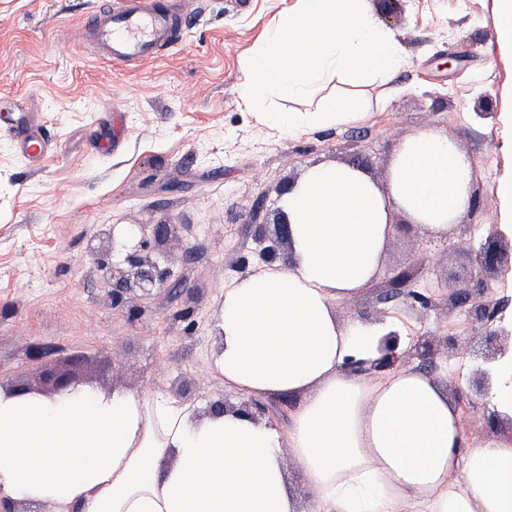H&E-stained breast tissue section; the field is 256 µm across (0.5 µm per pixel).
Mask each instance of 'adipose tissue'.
Returning <instances> with one entry per match:
<instances>
[{
    "mask_svg": "<svg viewBox=\"0 0 512 512\" xmlns=\"http://www.w3.org/2000/svg\"><path fill=\"white\" fill-rule=\"evenodd\" d=\"M471 170L422 131L386 186L320 164L285 194L294 261L225 288L211 372L244 395L295 399L287 428L123 390L0 391V496L51 512H512V435L465 434L443 385L412 366L345 370L351 356L379 359L391 325L337 313L376 274L390 213L428 237L447 231L471 204ZM488 370L487 397L512 421V348Z\"/></svg>",
    "mask_w": 512,
    "mask_h": 512,
    "instance_id": "ef3b65f1",
    "label": "adipose tissue"
}]
</instances>
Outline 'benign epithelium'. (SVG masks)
I'll use <instances>...</instances> for the list:
<instances>
[{
  "label": "benign epithelium",
  "mask_w": 512,
  "mask_h": 512,
  "mask_svg": "<svg viewBox=\"0 0 512 512\" xmlns=\"http://www.w3.org/2000/svg\"><path fill=\"white\" fill-rule=\"evenodd\" d=\"M289 224L288 215L280 210L272 223L273 230H267L265 224L258 225L255 239L262 244L260 258L263 262L277 260L280 250L289 246ZM173 229L172 224H111L89 237L87 257L98 264L102 277L112 288V302H119L128 295L150 297L178 282L174 271L176 257L168 247ZM467 254V287L458 289L451 286L449 298L455 307L465 309L468 317L480 325L487 348L484 358L496 359L505 354V345L512 341V322L506 321L504 316L508 301L477 300L473 294L484 292L488 275L512 266V243L505 241L504 233L494 224L478 245H469ZM423 272L420 261L401 268L385 281L380 301L385 303L392 298L403 297L413 307L426 310L436 307L432 295L415 288ZM441 344L450 356L473 355L470 346L458 343L453 335L420 336L417 339V347L428 355L434 354ZM398 346L399 332L391 331L381 341V359L368 362L350 357L346 366L359 372L390 367L396 359ZM80 362L79 356L72 355L62 366L45 368L41 393L52 397L76 388L82 383L78 372ZM209 409L224 413L245 411L255 418L269 412V408L256 397L243 399L237 405L215 401L209 404Z\"/></svg>",
  "instance_id": "1"
}]
</instances>
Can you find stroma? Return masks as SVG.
<instances>
[{
    "label": "stroma",
    "instance_id": "stroma-1",
    "mask_svg": "<svg viewBox=\"0 0 512 512\" xmlns=\"http://www.w3.org/2000/svg\"><path fill=\"white\" fill-rule=\"evenodd\" d=\"M190 29L161 56L136 66L101 58L86 38L88 0H0V110L36 113L55 144L37 168L0 131V383L41 385L44 367L82 356L81 375L102 393L149 392L206 406L239 393L209 376L212 329L225 284L262 268L255 227L273 222L283 184L317 164L355 152L378 183L389 177L401 142L415 132L447 134L473 161V189L496 192L512 174L502 148L512 129V56L489 23L495 0H403L396 12L369 0L400 45L403 64L385 83L332 81L318 97L280 99L285 112H309L319 97L348 95L363 109L347 122L288 131L268 125L241 94L248 61L265 30L295 0H184ZM111 139L112 149L100 148ZM512 230L503 206L461 213L432 239L393 235L363 294L340 306L341 319L403 327L406 362L420 367L418 336L454 334L474 358L438 351L431 373L467 406L470 434L500 433L472 383L483 348L447 279L468 263L472 224ZM104 224H173L180 286L116 305L85 258ZM423 260L419 289L437 295L424 311L405 300L379 303L387 273ZM40 348L32 361L28 353Z\"/></svg>",
    "mask_w": 512,
    "mask_h": 512
}]
</instances>
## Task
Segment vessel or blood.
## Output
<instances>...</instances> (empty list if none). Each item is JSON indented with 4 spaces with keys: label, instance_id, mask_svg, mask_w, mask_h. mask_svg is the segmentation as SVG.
Listing matches in <instances>:
<instances>
[{
    "label": "vessel or blood",
    "instance_id": "obj_1",
    "mask_svg": "<svg viewBox=\"0 0 512 512\" xmlns=\"http://www.w3.org/2000/svg\"><path fill=\"white\" fill-rule=\"evenodd\" d=\"M88 21L97 48L120 65L156 58L175 43L177 31L186 24L185 19L154 10L143 0H106ZM0 128L13 136L29 165H41L52 151L30 113L1 114Z\"/></svg>",
    "mask_w": 512,
    "mask_h": 512
}]
</instances>
